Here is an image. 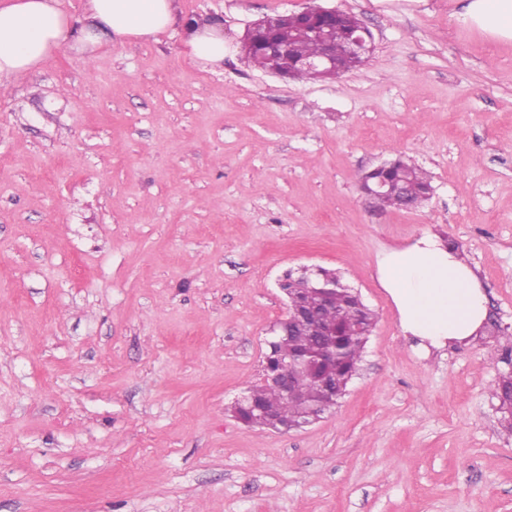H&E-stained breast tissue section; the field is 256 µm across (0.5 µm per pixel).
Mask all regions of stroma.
Instances as JSON below:
<instances>
[{"label":"stroma","instance_id":"1","mask_svg":"<svg viewBox=\"0 0 512 512\" xmlns=\"http://www.w3.org/2000/svg\"><path fill=\"white\" fill-rule=\"evenodd\" d=\"M356 15L373 50L325 81L254 66L255 21ZM180 28L56 50L0 91V512H512L493 386L512 335V45L453 0H177ZM432 179L381 209L362 175ZM430 231L487 294L480 334L423 355L379 255ZM335 270L375 314L360 370L288 432L230 412L286 314L285 271ZM184 44L188 55L210 65H220L224 61V33L216 23L196 22L185 24ZM365 180L368 183L383 181L388 185L389 189L382 196L380 190L384 186L383 182L362 188L363 193L371 200L380 196L376 199V204L382 207L401 209L402 199L405 198L418 209L430 199L432 193V185L426 174L403 158L394 160L393 166L388 170L366 173L363 177V181Z\"/></svg>","mask_w":512,"mask_h":512}]
</instances>
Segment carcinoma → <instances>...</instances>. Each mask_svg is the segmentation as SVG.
Returning a JSON list of instances; mask_svg holds the SVG:
<instances>
[{
	"instance_id": "cac0c4a2",
	"label": "carcinoma",
	"mask_w": 512,
	"mask_h": 512,
	"mask_svg": "<svg viewBox=\"0 0 512 512\" xmlns=\"http://www.w3.org/2000/svg\"><path fill=\"white\" fill-rule=\"evenodd\" d=\"M361 26V21L353 14H346L342 23L332 27L336 37V54L340 68L348 71L354 64L344 56V48L349 30ZM276 36L285 47L284 54L269 56L261 47L256 46L249 57L257 66L282 74H291L298 79H311L307 72L291 70V62L303 56H313L319 52V43L305 35L299 28L298 20L292 15H280L276 19ZM369 183L383 181L388 185L387 192L377 198L382 207L401 208L402 199L411 201L414 208L422 207L432 193L429 178L420 169L403 158L393 161L388 170L370 171L364 175ZM320 317L336 326V336L326 347L325 360L311 374L307 373L296 380L299 391L297 399L301 403H288L281 392L255 386L247 390L255 406L270 413L282 414L288 423L299 424L309 419L310 409H331L344 396L349 382L356 373L361 361L367 337L355 336L352 327L363 324L373 326V313L364 304L361 296L350 288L340 287L330 296L326 306L322 307ZM320 345V338L306 327L295 326L288 332H279L273 339V353L280 357L307 355Z\"/></svg>"
}]
</instances>
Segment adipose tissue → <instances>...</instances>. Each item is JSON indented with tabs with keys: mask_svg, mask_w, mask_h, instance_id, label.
I'll return each instance as SVG.
<instances>
[{
	"mask_svg": "<svg viewBox=\"0 0 512 512\" xmlns=\"http://www.w3.org/2000/svg\"><path fill=\"white\" fill-rule=\"evenodd\" d=\"M456 20L486 38L512 45V0H456ZM177 22L175 0H85L80 16L60 0H0V86L30 71L53 51H87L132 40H150ZM184 44L191 58L224 60L218 24L192 21ZM377 277L393 304L404 335L423 350L476 337L487 315V296L473 269L442 239L423 232L401 249L384 251Z\"/></svg>",
	"mask_w": 512,
	"mask_h": 512,
	"instance_id": "obj_1",
	"label": "adipose tissue"
}]
</instances>
